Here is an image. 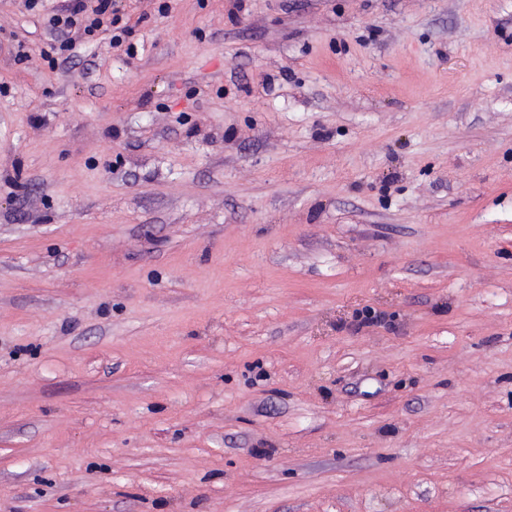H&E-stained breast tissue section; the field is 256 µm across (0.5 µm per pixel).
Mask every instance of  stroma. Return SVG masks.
I'll use <instances>...</instances> for the list:
<instances>
[{"mask_svg": "<svg viewBox=\"0 0 512 512\" xmlns=\"http://www.w3.org/2000/svg\"><path fill=\"white\" fill-rule=\"evenodd\" d=\"M113 8L0 0V512H512V0ZM63 2L64 5L58 10L60 13L53 15L49 20L51 29L58 31L61 35V39L57 40L60 42L58 46L60 52L73 50L74 41L66 37L69 32L66 33L65 30L74 27L79 20L88 41H93L97 32H105L115 23V19L112 18V0H66ZM110 15L111 17H108ZM108 22L109 25L105 24Z\"/></svg>", "mask_w": 512, "mask_h": 512, "instance_id": "obj_1", "label": "stroma"}]
</instances>
